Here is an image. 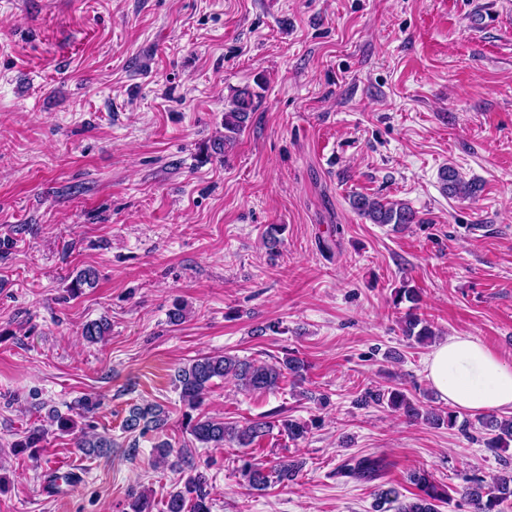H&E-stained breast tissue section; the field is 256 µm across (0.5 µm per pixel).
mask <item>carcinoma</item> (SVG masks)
I'll return each mask as SVG.
<instances>
[{"mask_svg": "<svg viewBox=\"0 0 512 512\" xmlns=\"http://www.w3.org/2000/svg\"><path fill=\"white\" fill-rule=\"evenodd\" d=\"M256 92L243 88L235 93L230 109L224 112V135L212 141V150L216 154L226 152L233 145L241 132L247 127L254 111ZM442 190L451 196L473 198L478 192L474 184L462 181L456 170L445 167L439 172ZM351 206L361 217L373 224H391L394 228H405L410 224H419L421 219L408 205L391 202L364 194L352 196ZM410 303L400 326L403 336L423 344L432 339L435 331L427 319L418 313L420 296L417 289L408 283L394 291V302ZM110 325L105 319L86 323L83 335L90 343L97 342L105 336ZM308 366L297 356H288L278 363H267L255 359L240 358L229 354H213L193 360L190 364L178 369L175 375L180 398L186 408L185 425L189 435L202 447L222 446L232 443L239 448L260 447L261 442L277 427L288 439L295 442L306 439L311 427L306 422L280 417L275 410L251 419L239 425L225 422L207 415L203 410L205 395L216 379L232 378L244 391L250 393H272L280 388L285 375H291L295 382L304 380ZM387 404L410 422H425L439 426L443 423L452 427L456 423V415L450 411L445 413L433 408L426 409L417 401L399 389L368 388L356 399L359 407L373 404ZM100 401L84 397L77 401L68 412L62 413L50 408L47 417L57 429L63 433L72 432L77 427L75 417L93 412ZM167 418L164 410L147 403L134 405L123 420V430L129 434L146 435L150 431L162 428ZM483 431L484 445L490 450L504 451L512 446V415L485 414L478 418ZM45 434L41 426L33 427L25 432L22 439L14 444L17 453L29 452L36 454ZM75 447L86 456H101L113 447L112 440L106 436L82 434ZM187 466L192 471L178 490L169 494L165 502V512H211L212 488L206 473L195 466L189 450L180 452L173 467ZM303 468V462L283 457L268 467L255 459H244L240 467L243 483L254 491H264L274 483L290 482L297 478ZM387 468L386 459L382 456H354L343 461L336 468V477L347 478L356 482H378L375 493V512H439V505L450 501L448 486L437 484L430 474L424 470H414L408 475V481L417 492L407 500L401 498L397 487L382 481ZM512 498V471L503 470L493 477L491 482L474 475L465 479L460 492L461 504L468 512H500V506Z\"/></svg>", "mask_w": 512, "mask_h": 512, "instance_id": "cac0c4a2", "label": "carcinoma"}]
</instances>
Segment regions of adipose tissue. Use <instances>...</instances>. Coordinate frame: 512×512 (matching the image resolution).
Here are the masks:
<instances>
[{"instance_id":"adipose-tissue-1","label":"adipose tissue","mask_w":512,"mask_h":512,"mask_svg":"<svg viewBox=\"0 0 512 512\" xmlns=\"http://www.w3.org/2000/svg\"><path fill=\"white\" fill-rule=\"evenodd\" d=\"M424 375L442 400L470 413L512 410V363L481 342L456 334L439 342Z\"/></svg>"}]
</instances>
